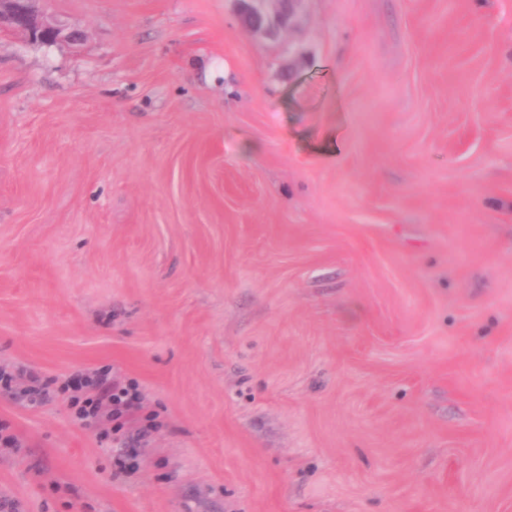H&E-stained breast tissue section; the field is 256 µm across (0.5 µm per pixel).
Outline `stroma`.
Wrapping results in <instances>:
<instances>
[{
	"label": "stroma",
	"instance_id": "stroma-1",
	"mask_svg": "<svg viewBox=\"0 0 512 512\" xmlns=\"http://www.w3.org/2000/svg\"><path fill=\"white\" fill-rule=\"evenodd\" d=\"M41 10L82 37L0 35V367L137 380L139 469L0 389V494L512 512V0ZM239 5L242 22L255 32L267 36L279 35L288 29L301 0H261L264 14L255 10L256 0H234Z\"/></svg>",
	"mask_w": 512,
	"mask_h": 512
}]
</instances>
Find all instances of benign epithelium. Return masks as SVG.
<instances>
[{
  "label": "benign epithelium",
  "instance_id": "obj_1",
  "mask_svg": "<svg viewBox=\"0 0 512 512\" xmlns=\"http://www.w3.org/2000/svg\"><path fill=\"white\" fill-rule=\"evenodd\" d=\"M242 22L255 32L278 35L288 29L302 0H261L263 13L255 10L256 0H235ZM18 31L31 41L53 44L60 40L77 41L82 32L47 20L39 9V0H0V29Z\"/></svg>",
  "mask_w": 512,
  "mask_h": 512
}]
</instances>
